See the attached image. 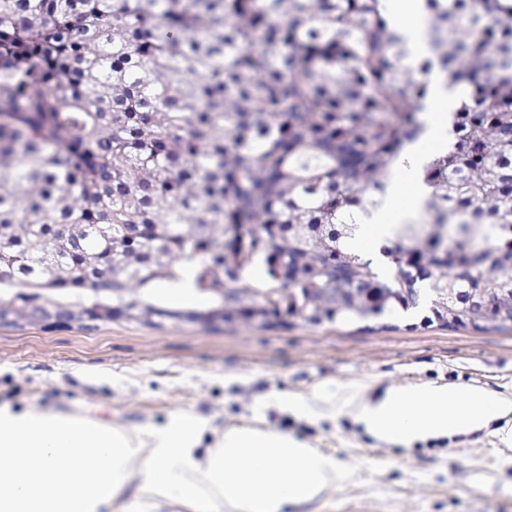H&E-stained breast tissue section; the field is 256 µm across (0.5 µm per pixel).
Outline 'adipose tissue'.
<instances>
[{"label":"adipose tissue","instance_id":"adipose-tissue-1","mask_svg":"<svg viewBox=\"0 0 512 512\" xmlns=\"http://www.w3.org/2000/svg\"><path fill=\"white\" fill-rule=\"evenodd\" d=\"M408 61L429 51L424 0H388ZM424 134L404 150L380 203L364 212L353 247L384 263L383 247L417 211L428 188L425 160L448 148V114L456 95L439 73L427 76ZM512 414V398L479 386L420 383L389 389L356 405L354 420L376 440L410 445L468 435ZM207 421L178 415L164 427L124 428L77 412L0 406V512H109L133 496L152 512L180 504L193 512H286L321 499L351 472L294 435L258 425L225 429L201 448Z\"/></svg>","mask_w":512,"mask_h":512}]
</instances>
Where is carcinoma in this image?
<instances>
[{
	"label": "carcinoma",
	"instance_id": "carcinoma-1",
	"mask_svg": "<svg viewBox=\"0 0 512 512\" xmlns=\"http://www.w3.org/2000/svg\"><path fill=\"white\" fill-rule=\"evenodd\" d=\"M432 57L466 85L454 142L423 168L429 219L398 225L383 274L350 246L360 195L384 192L422 132L426 83L386 0H0V291L112 303L155 319L156 287L224 322L375 321L432 308L431 282L512 258V0H426ZM59 224L80 229L57 236ZM448 225V241L428 227ZM318 288L373 304L316 310Z\"/></svg>",
	"mask_w": 512,
	"mask_h": 512
}]
</instances>
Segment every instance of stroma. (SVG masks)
Wrapping results in <instances>:
<instances>
[{"mask_svg":"<svg viewBox=\"0 0 512 512\" xmlns=\"http://www.w3.org/2000/svg\"><path fill=\"white\" fill-rule=\"evenodd\" d=\"M423 318L399 314L375 329L298 319L265 328L124 319L3 325L0 405L77 411L126 427L182 413L219 430L260 422L353 470L349 482L288 512H512V449L496 426L400 448L366 435L346 405L423 382L512 396V330ZM317 390L335 402L334 413L299 417L282 404Z\"/></svg>","mask_w":512,"mask_h":512,"instance_id":"obj_1","label":"stroma"}]
</instances>
